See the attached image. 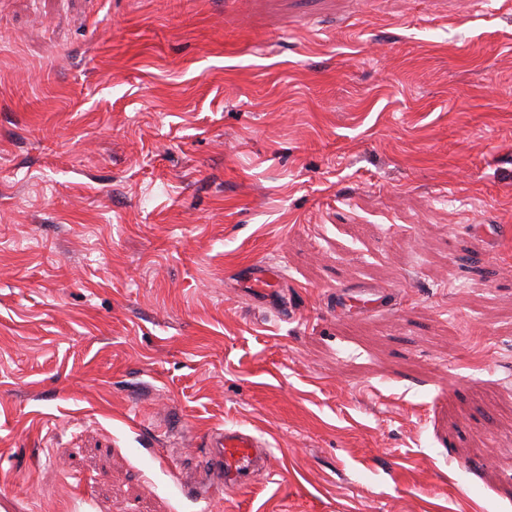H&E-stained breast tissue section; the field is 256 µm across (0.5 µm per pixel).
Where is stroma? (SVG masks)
Here are the masks:
<instances>
[{
  "label": "stroma",
  "mask_w": 512,
  "mask_h": 512,
  "mask_svg": "<svg viewBox=\"0 0 512 512\" xmlns=\"http://www.w3.org/2000/svg\"><path fill=\"white\" fill-rule=\"evenodd\" d=\"M0 512H512V0H0ZM245 275L249 278V284L254 291L261 292L266 296L277 291L281 279L279 269L269 268L261 264H249ZM209 462L224 480V489L238 492L254 484L259 470L268 468V445L243 430L226 429L209 436Z\"/></svg>",
  "instance_id": "stroma-1"
}]
</instances>
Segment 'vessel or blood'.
Here are the masks:
<instances>
[{
  "label": "vessel or blood",
  "mask_w": 512,
  "mask_h": 512,
  "mask_svg": "<svg viewBox=\"0 0 512 512\" xmlns=\"http://www.w3.org/2000/svg\"><path fill=\"white\" fill-rule=\"evenodd\" d=\"M247 276L254 291L270 295L278 288L281 272L253 264ZM209 444V462L220 475L226 490H245L253 484L255 474L268 466L270 451L266 443L246 431L227 429L212 433Z\"/></svg>",
  "instance_id": "vessel-or-blood-1"
}]
</instances>
